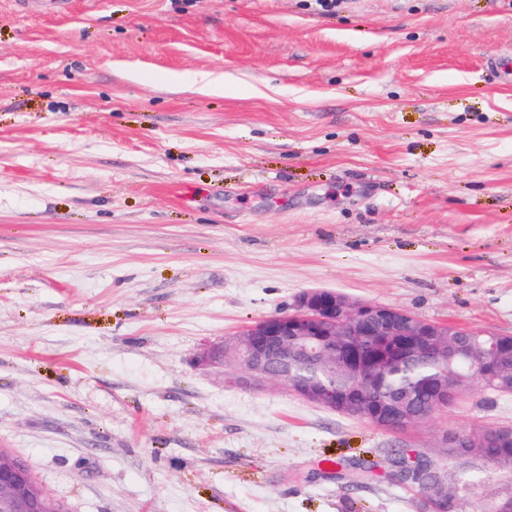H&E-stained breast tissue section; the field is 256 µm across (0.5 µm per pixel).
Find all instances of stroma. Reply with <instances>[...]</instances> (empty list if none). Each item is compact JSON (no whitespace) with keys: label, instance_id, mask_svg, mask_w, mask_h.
Listing matches in <instances>:
<instances>
[{"label":"stroma","instance_id":"1","mask_svg":"<svg viewBox=\"0 0 512 512\" xmlns=\"http://www.w3.org/2000/svg\"><path fill=\"white\" fill-rule=\"evenodd\" d=\"M494 59L512 0H0V448L66 512H419L390 450L512 396L394 432L195 358L311 288L512 336Z\"/></svg>","mask_w":512,"mask_h":512}]
</instances>
